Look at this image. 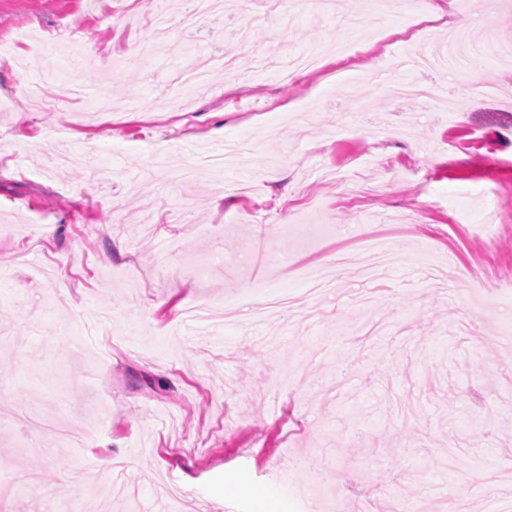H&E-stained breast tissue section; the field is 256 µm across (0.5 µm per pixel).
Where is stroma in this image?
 <instances>
[{"label":"stroma","mask_w":512,"mask_h":512,"mask_svg":"<svg viewBox=\"0 0 512 512\" xmlns=\"http://www.w3.org/2000/svg\"><path fill=\"white\" fill-rule=\"evenodd\" d=\"M376 0H235L192 50L139 47L152 0H0V41L94 46L81 73L108 85L59 100L46 73L69 53L0 55V512H512L486 474L512 471V0H451L420 36L369 49L342 86L255 70L348 33ZM482 63L470 91L450 65L412 72L433 105L398 97L389 62L447 47ZM243 47L236 73L187 112H154L175 73ZM97 144L112 172L46 167ZM241 150L219 177L177 170L213 145ZM362 162L349 167L352 156ZM349 168L346 181L326 169ZM408 255L368 278L359 239ZM346 263L312 297L300 267ZM476 268L447 282L433 267ZM292 306L252 320L265 293Z\"/></svg>","instance_id":"stroma-1"}]
</instances>
